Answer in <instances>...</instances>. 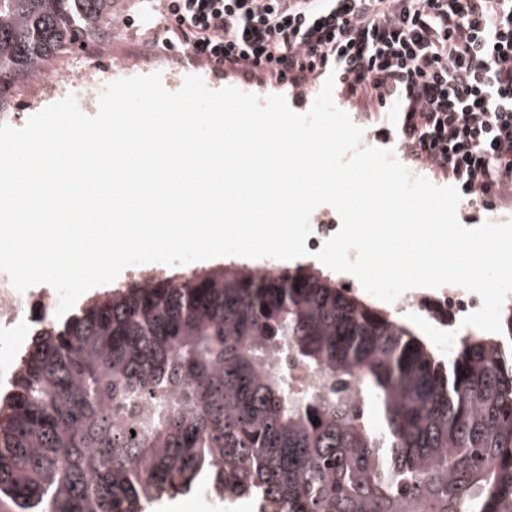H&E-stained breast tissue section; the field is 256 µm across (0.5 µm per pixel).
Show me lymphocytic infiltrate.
Wrapping results in <instances>:
<instances>
[{
	"mask_svg": "<svg viewBox=\"0 0 512 512\" xmlns=\"http://www.w3.org/2000/svg\"><path fill=\"white\" fill-rule=\"evenodd\" d=\"M163 48L291 90L332 75L395 108L407 158L471 207H512V0H162Z\"/></svg>",
	"mask_w": 512,
	"mask_h": 512,
	"instance_id": "lymphocytic-infiltrate-1",
	"label": "lymphocytic infiltrate"
}]
</instances>
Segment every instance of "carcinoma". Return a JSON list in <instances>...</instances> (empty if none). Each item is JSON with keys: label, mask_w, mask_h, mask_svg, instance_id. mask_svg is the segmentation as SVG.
<instances>
[{"label": "carcinoma", "mask_w": 512, "mask_h": 512, "mask_svg": "<svg viewBox=\"0 0 512 512\" xmlns=\"http://www.w3.org/2000/svg\"><path fill=\"white\" fill-rule=\"evenodd\" d=\"M121 2L0 0V112ZM276 351L340 394L296 385ZM205 489L271 512H512V359L471 335L443 357L318 268L234 260L108 289L33 338L0 396V512Z\"/></svg>", "instance_id": "carcinoma-1"}]
</instances>
